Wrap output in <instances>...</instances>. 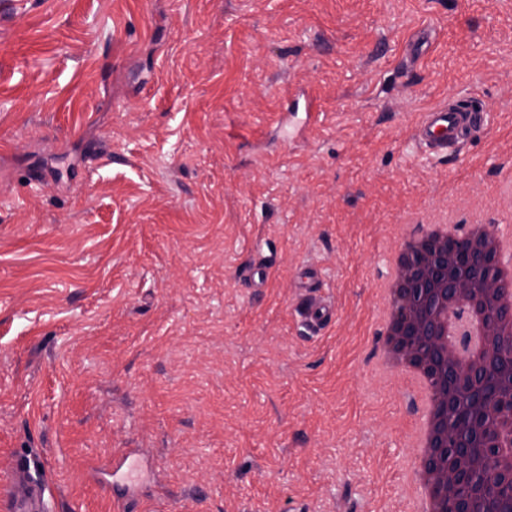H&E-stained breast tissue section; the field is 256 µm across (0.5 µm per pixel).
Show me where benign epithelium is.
<instances>
[{"label": "benign epithelium", "instance_id": "7a95c632", "mask_svg": "<svg viewBox=\"0 0 512 512\" xmlns=\"http://www.w3.org/2000/svg\"><path fill=\"white\" fill-rule=\"evenodd\" d=\"M491 262V253L482 244H460L451 251L446 244L425 245L424 251L411 258L404 268L397 297L401 320L387 338L398 357L430 369L445 370L442 399L448 411H455L463 394L472 396L470 407L478 417L470 423L458 424L451 433L443 431L432 444L426 463L430 480L444 493L446 512H477L472 492L504 479L512 482V451L498 452L493 444L484 458L470 451L472 437L486 433L497 409L492 394L477 385L491 372L506 368L512 371V352L503 354L497 336L499 323L512 320V309L489 308L483 336L486 355L480 361L463 364L455 349L433 343L440 324L421 309L420 303L451 304L470 298L468 279L456 273L458 263L482 276L486 296L496 298L511 293L512 282L490 275Z\"/></svg>", "mask_w": 512, "mask_h": 512}]
</instances>
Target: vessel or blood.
<instances>
[{
  "instance_id": "1",
  "label": "vessel or blood",
  "mask_w": 512,
  "mask_h": 512,
  "mask_svg": "<svg viewBox=\"0 0 512 512\" xmlns=\"http://www.w3.org/2000/svg\"><path fill=\"white\" fill-rule=\"evenodd\" d=\"M286 113L301 116L303 124L319 125L321 114L316 97L308 92H289ZM492 108L487 102L471 103L460 97L424 112L414 130V140L422 149L435 153H458L465 143L489 125ZM323 274L307 265L299 273L298 313L310 335L316 336L336 315L331 296L321 294ZM136 463L124 453L112 466V484L125 489L135 488ZM51 491L46 483L15 473L6 486L0 487V512H50Z\"/></svg>"
}]
</instances>
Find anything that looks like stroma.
Listing matches in <instances>:
<instances>
[{
  "mask_svg": "<svg viewBox=\"0 0 512 512\" xmlns=\"http://www.w3.org/2000/svg\"><path fill=\"white\" fill-rule=\"evenodd\" d=\"M292 88L324 117L287 143ZM467 93L487 130L417 152ZM511 168L512 0H0V484L26 457L53 512H114L88 466L130 451L128 512H410L387 259L427 217L512 209ZM307 265L336 304L315 337ZM492 111L485 101L450 99L424 112L414 130L415 143L429 153L457 154L468 140L488 127ZM323 274L316 267L304 266L299 273L298 313L310 335L316 336L335 318L336 306L330 295H322Z\"/></svg>",
  "mask_w": 512,
  "mask_h": 512,
  "instance_id": "stroma-1",
  "label": "stroma"
}]
</instances>
